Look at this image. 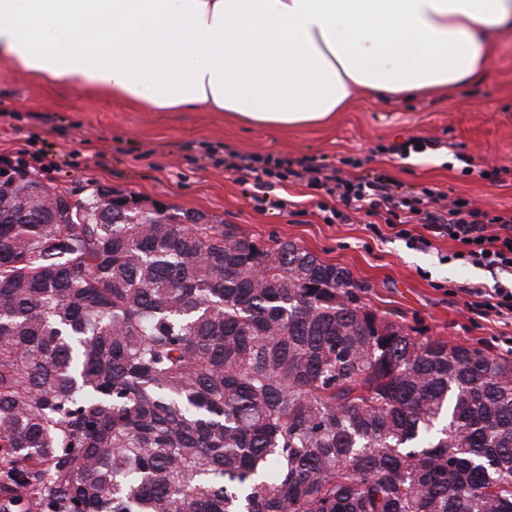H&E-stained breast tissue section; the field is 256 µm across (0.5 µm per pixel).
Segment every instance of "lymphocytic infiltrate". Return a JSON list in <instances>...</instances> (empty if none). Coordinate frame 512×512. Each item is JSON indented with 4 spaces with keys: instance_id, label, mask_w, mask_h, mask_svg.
<instances>
[{
    "instance_id": "f902f5d3",
    "label": "lymphocytic infiltrate",
    "mask_w": 512,
    "mask_h": 512,
    "mask_svg": "<svg viewBox=\"0 0 512 512\" xmlns=\"http://www.w3.org/2000/svg\"><path fill=\"white\" fill-rule=\"evenodd\" d=\"M224 165L240 174L241 178L262 181L274 178L278 182L288 177L305 180L307 186L324 191L335 206L333 219L346 221V209L364 211L369 216L368 228L374 236H381L383 228H390L394 237L412 248H430V237L412 234L410 227L424 224L430 236H456L458 251L453 260L481 267L491 273L512 275V210L489 212L475 207L469 200L458 198L448 204H439L440 194L433 189L420 193H405L388 175L369 179L341 177L339 169L327 164H302L293 170L289 160L279 157H257L233 153ZM467 308L479 315H494L512 320V286L495 284L467 288Z\"/></svg>"
}]
</instances>
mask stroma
I'll use <instances>...</instances> for the list:
<instances>
[{
    "label": "stroma",
    "instance_id": "1",
    "mask_svg": "<svg viewBox=\"0 0 512 512\" xmlns=\"http://www.w3.org/2000/svg\"><path fill=\"white\" fill-rule=\"evenodd\" d=\"M437 137V150L399 159L383 149L408 137ZM455 151H447V144ZM47 150L56 168L40 181L79 198L101 185L149 202L205 212L264 242H295L345 267L365 285V302L415 329L497 353L508 327L466 308V288L493 286L482 268L451 261L456 242L436 237L430 248L381 240L366 217L328 224L322 196L296 178L260 191L225 170L231 153L324 163L355 177L388 172L404 190L435 189L490 210L512 209V35L477 82L447 97L380 101L356 96L349 111L324 127L245 126L221 112H145L126 101L73 90L59 95L28 75L0 68V154Z\"/></svg>",
    "mask_w": 512,
    "mask_h": 512
}]
</instances>
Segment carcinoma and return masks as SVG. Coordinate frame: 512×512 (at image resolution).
I'll list each match as a JSON object with an SVG mask.
<instances>
[{
	"label": "carcinoma",
	"mask_w": 512,
	"mask_h": 512,
	"mask_svg": "<svg viewBox=\"0 0 512 512\" xmlns=\"http://www.w3.org/2000/svg\"><path fill=\"white\" fill-rule=\"evenodd\" d=\"M109 192L0 209V512H512V359L412 335L294 242Z\"/></svg>",
	"instance_id": "carcinoma-1"
}]
</instances>
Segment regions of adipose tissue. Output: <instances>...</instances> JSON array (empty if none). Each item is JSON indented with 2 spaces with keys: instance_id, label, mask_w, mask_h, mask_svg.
Masks as SVG:
<instances>
[{
  "instance_id": "obj_1",
  "label": "adipose tissue",
  "mask_w": 512,
  "mask_h": 512,
  "mask_svg": "<svg viewBox=\"0 0 512 512\" xmlns=\"http://www.w3.org/2000/svg\"><path fill=\"white\" fill-rule=\"evenodd\" d=\"M512 0H0V65L148 112L323 125L479 79Z\"/></svg>"
}]
</instances>
